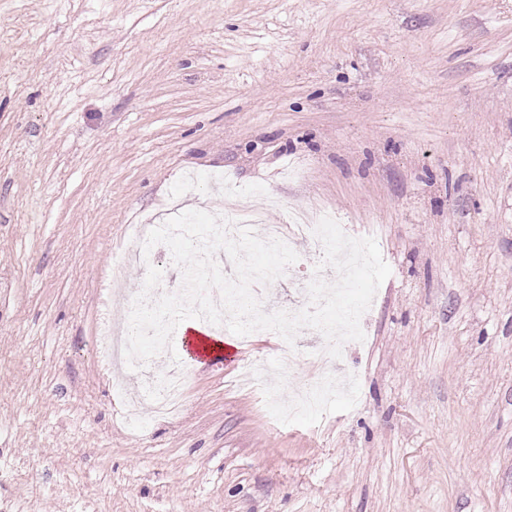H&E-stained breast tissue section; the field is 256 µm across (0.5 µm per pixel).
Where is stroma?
Segmentation results:
<instances>
[{
    "instance_id": "35a3bbf8",
    "label": "stroma",
    "mask_w": 512,
    "mask_h": 512,
    "mask_svg": "<svg viewBox=\"0 0 512 512\" xmlns=\"http://www.w3.org/2000/svg\"><path fill=\"white\" fill-rule=\"evenodd\" d=\"M228 181L375 237L351 392L288 414L323 364L233 334L127 421L113 261ZM0 512H512V0H0ZM100 356L103 366L112 369L114 360L125 358L123 349L127 335L128 320L118 326L112 321V310H105L101 318Z\"/></svg>"
}]
</instances>
